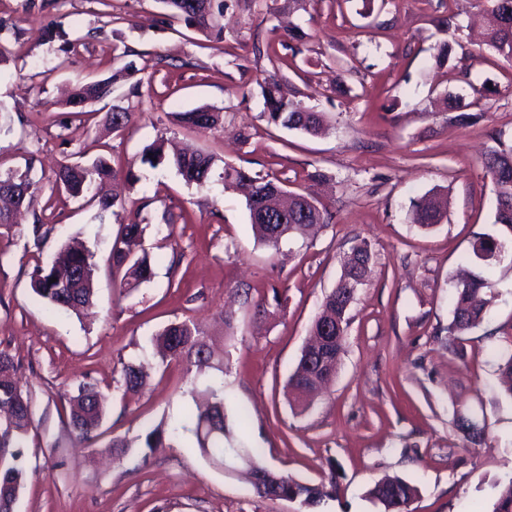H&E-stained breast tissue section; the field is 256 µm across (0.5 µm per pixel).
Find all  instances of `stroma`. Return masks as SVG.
<instances>
[{
  "label": "stroma",
  "instance_id": "35a3bbf8",
  "mask_svg": "<svg viewBox=\"0 0 512 512\" xmlns=\"http://www.w3.org/2000/svg\"><path fill=\"white\" fill-rule=\"evenodd\" d=\"M489 0H227L216 42L169 18L160 0H0V106L13 131L0 136V173L36 184L17 224L0 229V349L18 368L33 424L27 477L16 512H382L367 492L387 477L418 488L408 512H490L495 483L512 473V397L499 389L496 351L512 339V264L498 265L485 293L489 318L448 350L454 279L470 269L477 236L507 240L483 160L512 143V60L483 40ZM308 35L301 53L289 28ZM449 44L445 64L434 54ZM110 98L78 113L66 91L125 66ZM277 75L283 93L325 116L309 136L269 125L258 86ZM461 99L469 122L448 111ZM132 112L106 129L113 106ZM207 105L221 124L189 130L172 113ZM171 140L279 179L314 188L331 220L272 251L255 241L246 202L219 174L197 186L169 167L150 168L147 145ZM103 155L122 173L118 215L52 191L65 161ZM133 179H126L125 171ZM326 180L312 184L314 171ZM447 195L440 224L424 230L410 203ZM146 224L153 276L119 291L109 260L123 224ZM51 226L42 247L31 228ZM94 252L89 314L52 315L32 290L37 262L72 239ZM372 251L358 288L344 350L327 387L304 406L286 387L322 299L360 242ZM284 291V308L255 306ZM233 316L225 329L223 315ZM208 331L223 371L186 374L154 362L151 336L174 321ZM152 368L144 389L117 390L123 362ZM108 393L99 435L81 444L65 396L80 383ZM223 383L231 425L261 449L268 468L325 486L318 508L258 497L241 458L218 468L190 438L146 453L143 427L169 428L192 405V389ZM485 427L479 444L455 415ZM126 440V456L112 439Z\"/></svg>",
  "mask_w": 512,
  "mask_h": 512
}]
</instances>
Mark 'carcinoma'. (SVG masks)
I'll use <instances>...</instances> for the list:
<instances>
[{
    "label": "carcinoma",
    "mask_w": 512,
    "mask_h": 512,
    "mask_svg": "<svg viewBox=\"0 0 512 512\" xmlns=\"http://www.w3.org/2000/svg\"><path fill=\"white\" fill-rule=\"evenodd\" d=\"M186 0H168L165 3L172 15L182 18L185 23L217 41L223 40L224 28L215 25L211 19L224 16L226 0H195L199 14L188 12L183 3ZM487 39L493 48L508 59H512V0H492L488 9ZM113 79L97 81L91 87L78 85L71 100L90 99L94 103L112 95ZM264 100L262 116L267 123L296 130L306 135L319 134L324 126L323 113L310 112L297 107L283 95L279 81L270 75L259 83ZM174 121L188 129L210 128L221 120V114L208 106H201L189 112H176ZM132 121V113L117 108L110 113L108 128L119 131ZM141 162L155 169L167 166L188 184L202 186L212 175L216 156L211 153H175L168 155L163 146L153 143L144 148ZM484 167L491 175L496 194L494 223L512 230V146L500 145L484 159ZM119 171L110 160L99 157L92 163H61L54 171L52 188L72 197L91 196L100 213H107L121 207L115 196L103 192L104 186L117 179ZM222 178L224 187L237 191L244 197L246 206L251 203L262 205L266 216L250 219L256 239L268 248L277 251L282 243L303 237L310 227L324 224L328 219L326 209L317 205L309 194H298L288 200V225L295 233L283 234L278 216L283 207L279 196L283 187L279 182L257 172L251 173L242 167L224 164ZM32 182L27 177L6 174L0 176V199L30 197ZM446 201L441 197L424 196L411 203L412 222L430 229L439 223ZM145 227L134 222L123 226L122 235L115 239L110 249L112 267L123 272L120 287L133 289L149 281L152 265L148 254L137 256L132 246L144 235ZM94 253L87 248L77 249L68 245L57 251L45 265H36L32 274L34 293L43 301L48 311L59 314L78 311L93 304ZM476 271L453 282L455 304L453 318L448 325V335L457 339L468 331L479 327L488 317V302H477L478 294L488 286V276L498 261L480 258L472 251ZM368 271L364 266L344 271L336 287L325 295L320 309L313 320L311 332L322 335L321 327L326 320H337L348 325V312L355 300L356 291H350L347 284H363ZM55 282H50V279ZM153 340L160 343L162 356L184 364L187 372L202 373L209 369L224 371V358L215 355L209 345L206 329L195 322H174L165 327ZM15 367L12 356L0 350V512H15V506L26 479L22 448L32 425L30 399L10 376ZM319 361L315 352H302L296 368L288 376V387L294 391L309 384V376L317 371ZM502 390L512 397V350L501 354L499 364ZM116 388L126 391L143 386L142 367L132 361L122 364ZM69 421L77 438L89 442L98 437V430L105 416L104 397L94 384H81L78 393L68 400ZM224 384L208 387L202 400L166 435L157 428L145 432L144 447L149 451L170 445L182 434L194 438L202 456L212 463L224 462L226 449L237 446L242 449L250 462L247 472L249 481L257 496L270 498L269 490L277 488L285 498H299L309 506L320 504L327 490L323 485H312L297 481L285 474L269 469L262 460L261 450L247 448L245 442L226 423ZM415 485L401 479H383L369 491L370 498L380 504L383 512H405L409 502L416 496ZM492 512H512V474L498 483V494Z\"/></svg>",
    "instance_id": "cac0c4a2"
}]
</instances>
